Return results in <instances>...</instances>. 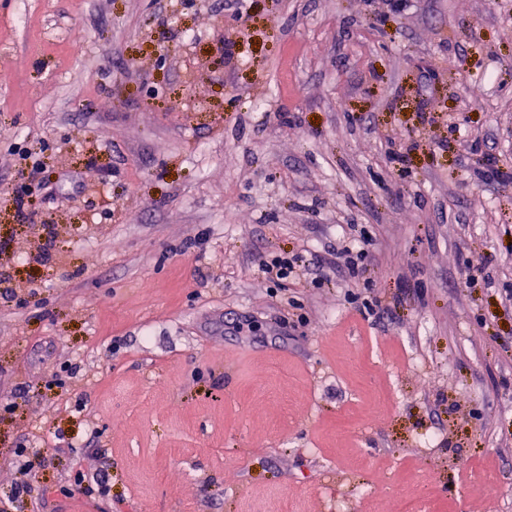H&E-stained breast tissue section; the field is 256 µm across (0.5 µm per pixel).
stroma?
Listing matches in <instances>:
<instances>
[{
	"label": "stroma",
	"instance_id": "1",
	"mask_svg": "<svg viewBox=\"0 0 512 512\" xmlns=\"http://www.w3.org/2000/svg\"><path fill=\"white\" fill-rule=\"evenodd\" d=\"M493 168L512 0H0V498L23 445L48 463L15 512H512ZM283 250L312 262L278 285ZM369 250L367 248H360L354 253L348 246H344L341 249H336V265L346 266L351 274L358 275L359 272L362 274L367 273L369 270Z\"/></svg>",
	"mask_w": 512,
	"mask_h": 512
}]
</instances>
